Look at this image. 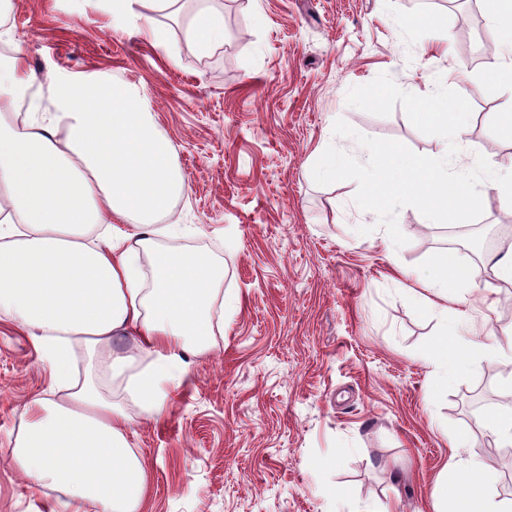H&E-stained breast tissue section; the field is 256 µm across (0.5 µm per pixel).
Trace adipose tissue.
Wrapping results in <instances>:
<instances>
[{
  "instance_id": "adipose-tissue-1",
  "label": "adipose tissue",
  "mask_w": 512,
  "mask_h": 512,
  "mask_svg": "<svg viewBox=\"0 0 512 512\" xmlns=\"http://www.w3.org/2000/svg\"><path fill=\"white\" fill-rule=\"evenodd\" d=\"M506 34L494 70L505 99L496 123L512 139V0H488ZM112 15L138 23L153 44L179 63L159 13L178 17L181 0H108ZM202 57L224 43V19L209 7L185 24ZM22 52L0 61V319L26 330L69 391L39 397L13 448L28 479L58 487L53 512H140L149 471L129 442L128 412L93 381H72V345L109 349L113 373L130 372L132 393L147 418L159 417L166 389L187 373L183 356L210 348L224 333V269L212 256L164 247L185 229L165 223L184 191L170 138L143 94L93 74H62L50 103L19 107L36 84ZM429 307L461 304L463 280L440 255L433 276H418ZM132 348L116 347L121 337ZM454 327L432 343L427 361L437 386L472 361L456 349ZM150 365H133L138 354ZM480 462L449 460L432 489L435 512H512L481 479Z\"/></svg>"
}]
</instances>
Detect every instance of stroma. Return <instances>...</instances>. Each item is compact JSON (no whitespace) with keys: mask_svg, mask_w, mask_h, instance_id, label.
Listing matches in <instances>:
<instances>
[{"mask_svg":"<svg viewBox=\"0 0 512 512\" xmlns=\"http://www.w3.org/2000/svg\"><path fill=\"white\" fill-rule=\"evenodd\" d=\"M477 7L463 42L455 0H224L223 47L198 57L172 26V68L137 28L113 23L105 0L0 5L5 44L42 83L94 71L140 88L185 181L168 221L200 228L176 244L224 268V334L191 358L161 418L140 419L125 378H101L75 347L76 381L98 380L135 417L129 441L151 471L141 512H433L452 436L465 439V459L498 449L482 476L512 500V454L485 426L512 402L500 365L475 363L432 395L425 353L445 318L405 277L451 253L473 301L458 347L474 356L512 332V284L489 271L507 247L470 253L462 238L426 234L429 220L405 207L397 222L407 242L388 250L377 216L354 201L356 181L320 186L309 173L328 146L363 155L355 139L334 136L339 118L436 156L439 137L402 108L378 116L346 94L386 73L420 95L435 76L461 71L473 112L458 166L481 154L512 172V140L493 121L498 58L482 52L491 18L485 0ZM423 14L440 20L447 45L399 24ZM56 390L27 332L0 320V512H49L58 497L9 457L30 401Z\"/></svg>","mask_w":512,"mask_h":512,"instance_id":"stroma-1","label":"stroma"}]
</instances>
